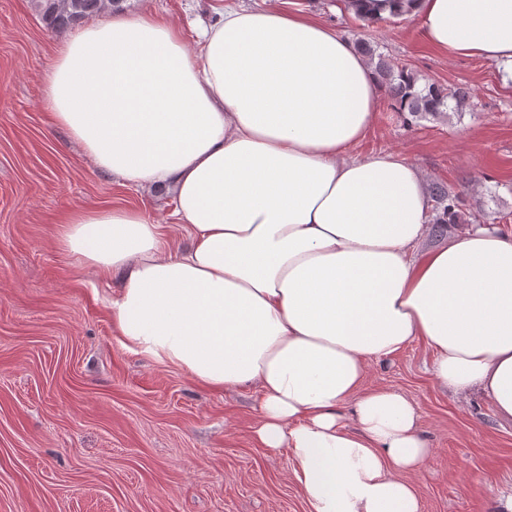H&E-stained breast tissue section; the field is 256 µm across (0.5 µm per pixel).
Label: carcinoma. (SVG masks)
Returning a JSON list of instances; mask_svg holds the SVG:
<instances>
[{"label": "carcinoma", "mask_w": 512, "mask_h": 512, "mask_svg": "<svg viewBox=\"0 0 512 512\" xmlns=\"http://www.w3.org/2000/svg\"><path fill=\"white\" fill-rule=\"evenodd\" d=\"M122 0H37L41 17L51 27L73 23L86 15L104 11L118 6ZM379 71L392 101L391 109L395 112H407L418 118L426 115L435 116L453 109L463 112L474 110L470 92L462 88L444 89L434 83L424 87L417 82L408 69L391 67L379 62ZM432 202L440 211L436 219L438 224H458L462 220V194L442 184L432 188Z\"/></svg>", "instance_id": "carcinoma-1"}]
</instances>
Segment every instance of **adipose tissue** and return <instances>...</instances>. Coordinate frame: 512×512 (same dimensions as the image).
<instances>
[{
	"mask_svg": "<svg viewBox=\"0 0 512 512\" xmlns=\"http://www.w3.org/2000/svg\"><path fill=\"white\" fill-rule=\"evenodd\" d=\"M403 6L435 49L512 65V0ZM213 10L191 47L149 11L62 42L52 124L121 184L173 191L181 238L136 209L75 207L54 244L116 281L125 349L215 392L257 388L252 438L287 450L306 512H422L417 405L364 382L422 340L440 386L512 420V231L452 224L419 252L424 172L350 153L381 97L356 45L288 0Z\"/></svg>",
	"mask_w": 512,
	"mask_h": 512,
	"instance_id": "adipose-tissue-1",
	"label": "adipose tissue"
}]
</instances>
